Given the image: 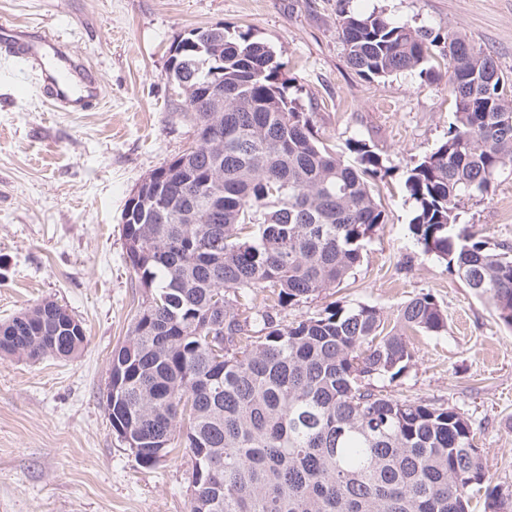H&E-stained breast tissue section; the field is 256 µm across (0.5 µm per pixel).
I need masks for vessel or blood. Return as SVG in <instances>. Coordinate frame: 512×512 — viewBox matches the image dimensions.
<instances>
[{
	"mask_svg": "<svg viewBox=\"0 0 512 512\" xmlns=\"http://www.w3.org/2000/svg\"><path fill=\"white\" fill-rule=\"evenodd\" d=\"M49 52L63 61V69H45L43 59ZM0 56L15 59L36 72L42 94L56 111L82 112L99 97L97 78L54 35L33 40L23 30L0 22Z\"/></svg>",
	"mask_w": 512,
	"mask_h": 512,
	"instance_id": "obj_1",
	"label": "vessel or blood"
}]
</instances>
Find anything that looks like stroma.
Masks as SVG:
<instances>
[{
	"mask_svg": "<svg viewBox=\"0 0 512 512\" xmlns=\"http://www.w3.org/2000/svg\"><path fill=\"white\" fill-rule=\"evenodd\" d=\"M342 8L460 30L512 78V0H0V21L34 39L55 33L100 80L90 110L57 112L24 65L0 59V322L48 299L89 339L67 360L0 359V512H187L189 456L141 466L112 431L105 391L141 298L125 203L193 143L169 57L191 29L215 25L251 30L274 50L325 145L343 155L348 140H365L392 169L375 186L385 220L350 278L275 318L292 324L337 302L376 307L390 327L401 306L433 294L445 329L411 336L413 362L384 391L464 412L493 483L512 489V329L409 229L406 170L447 138L455 110L445 61L435 56L434 81L359 76L338 36ZM457 213L480 239L512 247V170Z\"/></svg>",
	"mask_w": 512,
	"mask_h": 512,
	"instance_id": "stroma-1",
	"label": "stroma"
}]
</instances>
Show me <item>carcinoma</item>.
<instances>
[{"instance_id":"carcinoma-1","label":"carcinoma","mask_w":512,"mask_h":512,"mask_svg":"<svg viewBox=\"0 0 512 512\" xmlns=\"http://www.w3.org/2000/svg\"><path fill=\"white\" fill-rule=\"evenodd\" d=\"M347 64L382 78L432 77L446 49L454 119L446 140L406 172L410 231L473 295L512 328V248L489 246L459 203L485 198L512 169V80L458 31L381 13L339 11ZM224 111L191 96L193 181L173 183L149 224L123 225L142 301L127 340L112 350L110 424L133 426L127 445L153 466L178 448L195 459L188 512H484L503 508L465 413L398 399L375 388L414 359L408 333L446 327L430 293L402 306L385 330L380 311L331 305L292 325L273 310L342 283L384 223L374 182L390 174L364 140L346 161L320 144L287 94L282 64L250 32L219 34ZM173 77L203 89L208 51ZM265 294L258 308L253 296ZM64 307L43 301L0 324V359L71 358L84 328H62Z\"/></svg>"}]
</instances>
